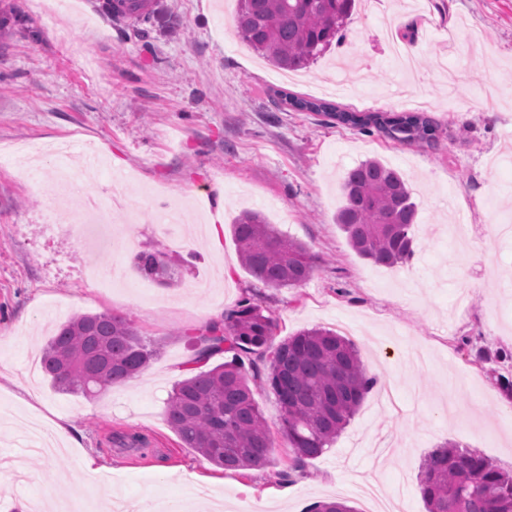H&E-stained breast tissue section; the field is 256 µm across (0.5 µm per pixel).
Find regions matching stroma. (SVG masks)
<instances>
[{
  "mask_svg": "<svg viewBox=\"0 0 512 512\" xmlns=\"http://www.w3.org/2000/svg\"><path fill=\"white\" fill-rule=\"evenodd\" d=\"M361 0L344 41L278 81L234 29L236 0H150L114 15L61 0H0V512L63 493L90 512L124 497L140 512H308L315 502H369L358 485L402 489L426 512L425 457L454 442L512 471L501 377L512 378V0ZM439 122L437 145L401 144L274 104L269 89ZM95 143L106 166L47 158L17 179L16 150ZM378 159L408 180L417 205L414 258L386 267L360 257L335 222L345 173ZM95 189L100 223L60 196L57 174ZM120 198L111 206V198ZM205 223L157 227L162 205ZM262 211L319 261L296 288L265 287L239 260L231 224ZM195 253L175 288L132 267L142 249ZM261 305L276 340L325 327L346 336L378 385L284 496L293 451L277 438L261 467L230 472L184 447L166 422L175 382L193 372L191 333ZM126 317L156 354L138 376L87 398L54 387L33 361L77 313ZM67 423L62 454L30 451L32 423ZM140 436L130 446V436ZM100 470L86 477L82 460Z\"/></svg>",
  "mask_w": 512,
  "mask_h": 512,
  "instance_id": "obj_1",
  "label": "stroma"
}]
</instances>
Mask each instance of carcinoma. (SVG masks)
<instances>
[{"label": "carcinoma", "mask_w": 512, "mask_h": 512, "mask_svg": "<svg viewBox=\"0 0 512 512\" xmlns=\"http://www.w3.org/2000/svg\"><path fill=\"white\" fill-rule=\"evenodd\" d=\"M356 0H239L235 25L241 40L278 68H306L336 40ZM146 0H116L114 14L145 13ZM278 103L315 112L336 123L399 143L437 141L439 124L426 112H353L336 104L273 91ZM344 204L336 223L361 257L394 266L415 255L411 228L417 206L403 174L369 159L343 177ZM242 266L268 288H295L308 281L316 257L302 242L245 211L232 226ZM133 266L161 285L176 270L167 253L142 250ZM195 360L220 353L232 358L173 386L166 420L183 444L226 470L267 463L274 440L250 383L260 379L280 407L279 429L294 450L292 473L320 456L356 413L373 385L354 346L323 327L304 329L274 343V322L246 303L191 337ZM155 349L125 317L84 313L61 324L46 344L42 370L62 391L97 397L143 371ZM265 363L261 369L258 363ZM421 492L428 512H512V472L446 442L428 454ZM309 512H356L340 500L314 503Z\"/></svg>", "instance_id": "cac0c4a2"}]
</instances>
